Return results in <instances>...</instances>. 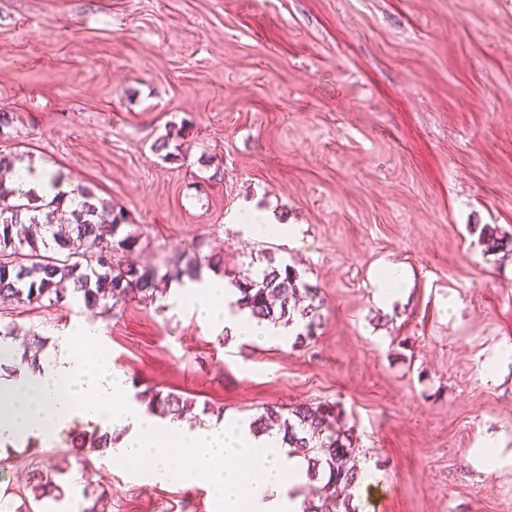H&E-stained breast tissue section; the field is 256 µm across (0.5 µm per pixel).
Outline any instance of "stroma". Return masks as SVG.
<instances>
[{
  "label": "stroma",
  "mask_w": 512,
  "mask_h": 512,
  "mask_svg": "<svg viewBox=\"0 0 512 512\" xmlns=\"http://www.w3.org/2000/svg\"><path fill=\"white\" fill-rule=\"evenodd\" d=\"M0 151L123 208L167 268L220 253L234 284L294 267L323 304L309 337L242 340L189 302L0 304V327L45 350L100 323L131 392L188 399L193 424L339 403L369 483L358 512H512V0H0ZM182 145L154 144L169 127ZM299 230L253 238L247 204ZM396 265L404 296L377 302ZM0 459L11 512H50L29 470L61 469L51 512H210L198 485L131 481L104 452ZM496 438L503 465L486 471ZM485 246L489 252L503 253V255H512V234L498 232L496 227L485 225Z\"/></svg>",
  "instance_id": "stroma-1"
}]
</instances>
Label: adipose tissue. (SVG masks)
Listing matches in <instances>:
<instances>
[{"label":"adipose tissue","mask_w":512,"mask_h":512,"mask_svg":"<svg viewBox=\"0 0 512 512\" xmlns=\"http://www.w3.org/2000/svg\"><path fill=\"white\" fill-rule=\"evenodd\" d=\"M13 180L40 196L70 193L72 186L54 180L43 164H19ZM174 294L190 295L198 319L229 333L250 338L270 333L248 315H229L232 293L223 279L173 285ZM99 325H85L77 335L58 340L39 370L0 377V455L27 442L51 441L74 422L121 432L108 455L132 467V474L154 482L204 480L213 512H301L293 493L306 479L305 467L289 456L278 435L254 434L226 424L192 425L179 419L160 421L129 397L126 379L112 369L111 357L98 346ZM96 343L93 356L80 346Z\"/></svg>","instance_id":"adipose-tissue-1"}]
</instances>
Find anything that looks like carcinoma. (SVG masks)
I'll return each instance as SVG.
<instances>
[{
    "label": "carcinoma",
    "instance_id": "1",
    "mask_svg": "<svg viewBox=\"0 0 512 512\" xmlns=\"http://www.w3.org/2000/svg\"><path fill=\"white\" fill-rule=\"evenodd\" d=\"M79 207L64 208L65 199L39 197L0 180V299L19 304L62 305L72 299L108 311L130 297L153 302L169 281H197L202 268H219L217 253L197 249L183 253L173 267L160 273L154 265H135L126 255L141 249L138 226L125 212L86 187L73 189ZM488 252L512 255V234L484 227ZM239 293L231 308L247 310L251 319L275 327L304 323L314 326L322 303L318 289L302 282L289 266H270L235 281ZM150 414L180 417L188 401L173 393L146 389L135 394ZM335 403L319 402L282 410L268 407L250 423L252 432L267 433L278 422L281 447L299 454L307 464L308 499L304 512H355L350 500L336 497V487H352L360 478L356 439L343 423ZM108 435L94 431L71 438V454L79 458L87 448L107 447ZM57 471L35 468L28 489L35 499L60 500L65 488Z\"/></svg>",
    "mask_w": 512,
    "mask_h": 512
}]
</instances>
